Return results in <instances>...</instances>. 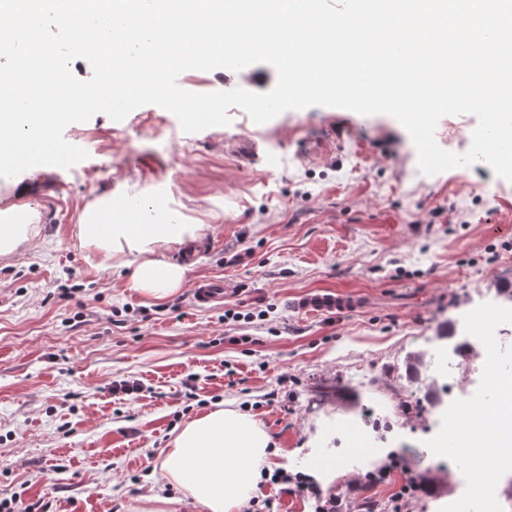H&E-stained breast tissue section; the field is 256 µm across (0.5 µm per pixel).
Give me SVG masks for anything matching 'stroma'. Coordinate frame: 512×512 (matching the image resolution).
<instances>
[{
    "instance_id": "stroma-1",
    "label": "stroma",
    "mask_w": 512,
    "mask_h": 512,
    "mask_svg": "<svg viewBox=\"0 0 512 512\" xmlns=\"http://www.w3.org/2000/svg\"><path fill=\"white\" fill-rule=\"evenodd\" d=\"M277 80L272 66L254 64L188 70L178 84L267 92ZM229 115V125L188 133L154 104L119 122L98 113L64 131L86 160L0 178V210L33 206L44 238L0 260V499L128 512L142 495L174 496L160 477L172 431L228 402L272 436L273 468L312 474L326 491L398 456L391 484L348 492L345 512H392L397 485L435 473L408 512H448L467 500L473 467L431 455L448 424L428 396L445 391L462 417L496 409L492 380L512 366V315L456 367L440 339L497 308L512 284V182L482 161L422 174L411 137L387 114L312 106L263 124L238 107ZM476 124L443 117L436 141L466 152ZM151 189L202 227L193 243L172 246L186 280L161 303L130 288L124 271L90 267L76 232L97 196ZM201 280L222 281L223 301L195 306ZM75 284V299L60 300L59 287ZM314 290L357 307L298 311ZM270 304L265 320L224 319ZM417 352L425 365L416 371ZM123 380L142 391L112 394Z\"/></svg>"
}]
</instances>
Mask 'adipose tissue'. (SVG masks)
Returning a JSON list of instances; mask_svg holds the SVG:
<instances>
[{
  "label": "adipose tissue",
  "mask_w": 512,
  "mask_h": 512,
  "mask_svg": "<svg viewBox=\"0 0 512 512\" xmlns=\"http://www.w3.org/2000/svg\"><path fill=\"white\" fill-rule=\"evenodd\" d=\"M112 198L103 195L85 210L77 238L86 261L97 268L128 270L130 285L151 301L181 288L186 268L173 259L172 245L195 241L200 227L172 211L162 224H144L132 216L111 215ZM40 215L29 210L23 224L11 210L0 211V258L13 257L37 243ZM274 453L270 435L251 415L218 403L176 430L160 462L165 483L179 489L202 512H243Z\"/></svg>",
  "instance_id": "adipose-tissue-1"
}]
</instances>
